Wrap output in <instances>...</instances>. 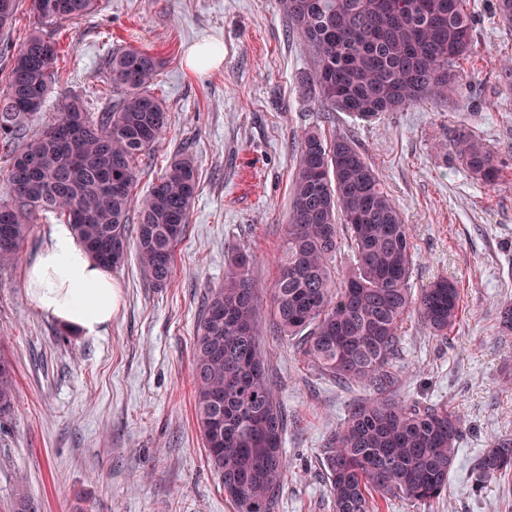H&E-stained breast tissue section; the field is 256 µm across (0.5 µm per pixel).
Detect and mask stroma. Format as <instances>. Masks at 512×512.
I'll return each mask as SVG.
<instances>
[{"mask_svg":"<svg viewBox=\"0 0 512 512\" xmlns=\"http://www.w3.org/2000/svg\"><path fill=\"white\" fill-rule=\"evenodd\" d=\"M495 3L468 4L475 42L455 93L368 122L323 111L303 81L312 60L279 0H101L92 16L66 24L62 40L74 51L34 127L72 95L98 111L112 50H147L162 62L153 91L170 121L136 194L182 148L196 158L199 189L167 287H152L136 258L113 269L120 301L103 335H61L25 293V268L55 215L43 216L17 262L0 268V349L18 381L15 413L0 423V512L20 479L41 512H235L195 426V325L210 289L224 282L232 246L251 255L250 275L269 306L299 138L315 129L350 137L378 170L416 253L412 290L445 277L461 292L447 336H433L417 316L404 321L391 387L402 400L460 414L448 491L425 504L381 499L377 512H512V473L481 482L474 473L485 448L512 436V335L497 324L501 307L512 305V86L500 79L512 66V28L499 23ZM203 41L223 51L220 68L186 65L188 47ZM461 135L494 151L497 181L476 179L458 159L451 144ZM261 337L288 411V468L274 512H332L323 448L370 391L321 376L271 321Z\"/></svg>","mask_w":512,"mask_h":512,"instance_id":"1","label":"stroma"}]
</instances>
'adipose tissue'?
Returning <instances> with one entry per match:
<instances>
[{"label":"adipose tissue","instance_id":"obj_1","mask_svg":"<svg viewBox=\"0 0 512 512\" xmlns=\"http://www.w3.org/2000/svg\"><path fill=\"white\" fill-rule=\"evenodd\" d=\"M27 296L63 328L83 335L106 332L120 293L108 268L92 260L70 225L58 224L27 265Z\"/></svg>","mask_w":512,"mask_h":512}]
</instances>
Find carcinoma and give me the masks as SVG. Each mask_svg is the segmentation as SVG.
Listing matches in <instances>:
<instances>
[{
  "mask_svg": "<svg viewBox=\"0 0 512 512\" xmlns=\"http://www.w3.org/2000/svg\"><path fill=\"white\" fill-rule=\"evenodd\" d=\"M99 0H30L32 32L0 80V149L9 156L0 199V267L12 264L34 224L51 213L73 226L91 257L122 265L129 248L151 285L166 287L174 249L196 197L197 166L175 153L147 195L136 200L140 162L167 129L169 114L151 91L160 60L136 47L112 51V98L98 113L67 99L56 117L25 143L19 133L43 111L58 76L59 29L98 8ZM288 24L313 60L305 81L329 112L370 121L421 100L445 97L463 79L474 23L466 0H280ZM19 0H0V35L9 34ZM286 246L272 286L277 330L297 340L306 361L338 384L376 395L354 403L324 451L333 512H374V495L431 502L448 491L463 420L444 404L406 402L389 394L399 332L410 312L438 336L453 328L460 289L437 279L414 296L415 251L378 170L344 135L316 130L299 142ZM484 181L498 170L484 143L453 144ZM138 208L134 238L130 212ZM354 264L331 270L341 232ZM250 260L232 254L224 286L215 288L196 323L192 378L197 429L210 468L236 512H271L283 485L282 443L288 414L269 376L260 329L264 312ZM16 371L0 351V421L14 413ZM512 471V437H501L477 461V474ZM12 512H39L17 481Z\"/></svg>",
  "mask_w": 512,
  "mask_h": 512,
  "instance_id": "cac0c4a2",
  "label": "carcinoma"
}]
</instances>
